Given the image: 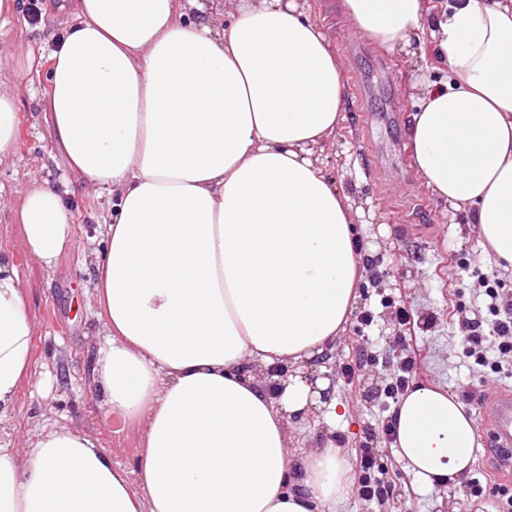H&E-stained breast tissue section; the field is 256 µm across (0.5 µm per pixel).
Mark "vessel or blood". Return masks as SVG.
<instances>
[{
	"label": "vessel or blood",
	"mask_w": 512,
	"mask_h": 512,
	"mask_svg": "<svg viewBox=\"0 0 512 512\" xmlns=\"http://www.w3.org/2000/svg\"><path fill=\"white\" fill-rule=\"evenodd\" d=\"M479 433L493 449L504 489L512 488V387L494 391L489 407L483 411Z\"/></svg>",
	"instance_id": "1"
}]
</instances>
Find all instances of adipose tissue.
Masks as SVG:
<instances>
[{
    "label": "adipose tissue",
    "mask_w": 512,
    "mask_h": 512,
    "mask_svg": "<svg viewBox=\"0 0 512 512\" xmlns=\"http://www.w3.org/2000/svg\"><path fill=\"white\" fill-rule=\"evenodd\" d=\"M386 51L431 32L449 77L423 80L409 146L427 188L512 266V0H341ZM49 61L54 143L112 195L94 300L106 413L143 426L132 465L67 427L24 464L0 446V512H323L351 490L333 442L294 458L291 421L328 384L313 360L344 331L366 265L355 212L313 155L347 110L336 53L299 0H79ZM25 249L53 267L74 236L35 185ZM34 324L0 250V416L34 373ZM287 367L277 393L260 377ZM396 454L422 485L469 468L477 426L441 387L393 411Z\"/></svg>",
    "instance_id": "adipose-tissue-1"
}]
</instances>
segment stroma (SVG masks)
<instances>
[{"label": "stroma", "instance_id": "obj_1", "mask_svg": "<svg viewBox=\"0 0 512 512\" xmlns=\"http://www.w3.org/2000/svg\"><path fill=\"white\" fill-rule=\"evenodd\" d=\"M336 49L348 109L334 143L320 159L339 191L356 211V235L368 267L353 312L323 373L350 367L354 386L335 380L329 394L347 409L329 421L316 414L290 429L293 447L335 441L347 459L358 448L373 449L389 480L384 505L349 497L343 512H497V474L477 442L473 463L444 489L419 485L395 454L382 426L395 408L384 389L394 383L403 354V327L396 312L407 309L415 322L435 316L426 330L415 329L425 360L417 381L460 396L462 386L479 384L485 367L468 358L462 345L465 319L486 315L488 297L481 279L512 292V272L482 257L475 225L450 205L437 201L425 185L407 148L419 93L412 88L417 69H435L432 41L423 37L417 54L386 52L359 36L337 8V0H303ZM51 46L34 27L16 19L0 28V86L18 101L16 152L0 160V250L12 252L24 298L35 324V375L22 382L13 409L0 418L17 459L45 430L77 429L111 454L131 464L141 446L136 425L106 416L91 391V372L104 342L103 322L93 302L96 268L91 239L105 230L112 209L107 190L86 185L56 150L47 120L46 71L29 68L30 58ZM68 191L75 235L53 268L42 267L25 250L15 223L31 182ZM371 315L364 323L363 315ZM373 364L361 365L364 354Z\"/></svg>", "mask_w": 512, "mask_h": 512}]
</instances>
